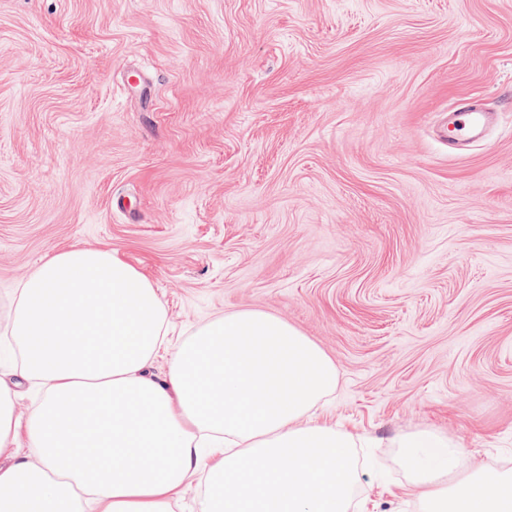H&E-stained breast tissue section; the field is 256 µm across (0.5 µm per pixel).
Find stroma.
I'll use <instances>...</instances> for the list:
<instances>
[{"label":"stroma","instance_id":"obj_1","mask_svg":"<svg viewBox=\"0 0 512 512\" xmlns=\"http://www.w3.org/2000/svg\"><path fill=\"white\" fill-rule=\"evenodd\" d=\"M500 115L448 155L439 124ZM512 0H0V378L17 285L74 246L179 343L261 309L335 363L352 512H420L398 438L512 470ZM476 97H464L448 108V154L460 155L464 147L495 124L496 114L486 112Z\"/></svg>","mask_w":512,"mask_h":512}]
</instances>
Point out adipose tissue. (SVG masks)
Wrapping results in <instances>:
<instances>
[{
  "mask_svg": "<svg viewBox=\"0 0 512 512\" xmlns=\"http://www.w3.org/2000/svg\"><path fill=\"white\" fill-rule=\"evenodd\" d=\"M11 333L41 338L20 373L45 382L21 433L0 385V512H172L201 445L221 449L199 512H349L361 479L342 431L311 410L336 387V367L287 321L262 310L216 318L168 348L152 282L109 250L75 247L42 262L16 290ZM98 337L103 348L74 347ZM400 461L423 512H512V472L471 467L434 429L404 435ZM68 477L51 479L60 458Z\"/></svg>",
  "mask_w": 512,
  "mask_h": 512,
  "instance_id": "ef3b65f1",
  "label": "adipose tissue"
}]
</instances>
